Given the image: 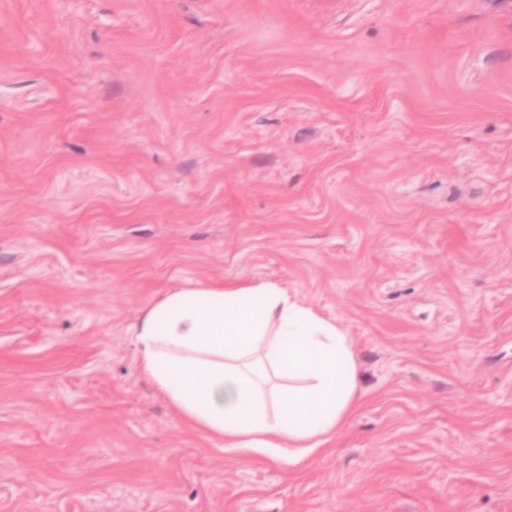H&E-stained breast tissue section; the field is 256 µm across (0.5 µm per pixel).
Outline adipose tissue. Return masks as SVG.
Here are the masks:
<instances>
[{
    "label": "adipose tissue",
    "mask_w": 512,
    "mask_h": 512,
    "mask_svg": "<svg viewBox=\"0 0 512 512\" xmlns=\"http://www.w3.org/2000/svg\"><path fill=\"white\" fill-rule=\"evenodd\" d=\"M133 334L140 374L228 452L299 463L359 405L348 336L271 281L169 289L141 312Z\"/></svg>",
    "instance_id": "obj_1"
}]
</instances>
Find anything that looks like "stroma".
I'll use <instances>...</instances> for the list:
<instances>
[{
  "label": "stroma",
  "mask_w": 512,
  "mask_h": 512,
  "mask_svg": "<svg viewBox=\"0 0 512 512\" xmlns=\"http://www.w3.org/2000/svg\"><path fill=\"white\" fill-rule=\"evenodd\" d=\"M234 279L353 344L300 465L137 371ZM0 512H512V0H0Z\"/></svg>",
  "instance_id": "35a3bbf8"
}]
</instances>
